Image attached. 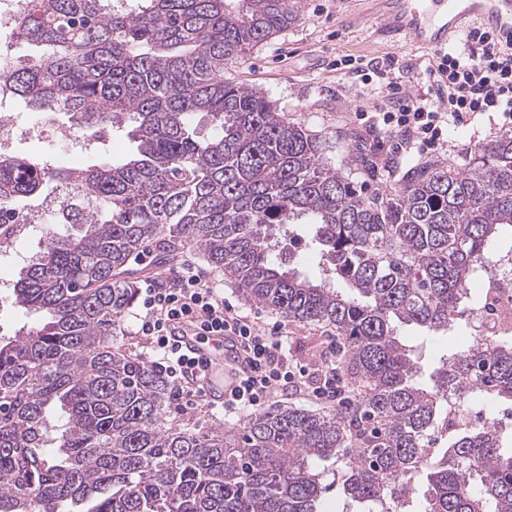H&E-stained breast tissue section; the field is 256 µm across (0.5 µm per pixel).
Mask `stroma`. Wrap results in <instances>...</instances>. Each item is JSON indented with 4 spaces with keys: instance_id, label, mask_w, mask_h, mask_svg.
<instances>
[{
    "instance_id": "1",
    "label": "stroma",
    "mask_w": 512,
    "mask_h": 512,
    "mask_svg": "<svg viewBox=\"0 0 512 512\" xmlns=\"http://www.w3.org/2000/svg\"><path fill=\"white\" fill-rule=\"evenodd\" d=\"M383 0H290L294 21L263 42L246 57L227 61L225 81L244 86L274 101L281 114L302 124L323 143L324 160L331 167L350 173L365 192L391 194L403 183L407 172L437 165L464 167L469 153L499 135L496 125L482 121L477 127L450 130L446 148L424 156L398 151L394 135L368 131L357 115L374 112L384 92L363 82L356 69L369 61L392 58L420 71L433 63L435 54L404 34L386 29L380 22ZM133 144L125 132L108 133L97 150L73 147L74 168L126 157ZM313 227L294 224L288 229L287 249L296 270L304 276L321 275L319 259L311 239ZM184 261L194 263L214 282L220 295L242 315L264 324L283 325L294 359L308 369H316L326 346L334 341V329L301 326L262 306L245 302L221 269L211 267L197 251H187ZM407 345L419 357L422 375H429L440 356L466 346L463 326L452 333L430 336L422 329H400ZM224 393V367L216 365L205 396L184 407L171 405L170 417L178 422L202 425L238 424L235 415L224 414L217 399Z\"/></svg>"
}]
</instances>
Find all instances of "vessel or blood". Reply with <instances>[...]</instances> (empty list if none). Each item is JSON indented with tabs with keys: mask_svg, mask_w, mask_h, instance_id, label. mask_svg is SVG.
<instances>
[{
	"mask_svg": "<svg viewBox=\"0 0 512 512\" xmlns=\"http://www.w3.org/2000/svg\"><path fill=\"white\" fill-rule=\"evenodd\" d=\"M387 28L442 52L475 24L512 41V0H391Z\"/></svg>",
	"mask_w": 512,
	"mask_h": 512,
	"instance_id": "b4317fda",
	"label": "vessel or blood"
}]
</instances>
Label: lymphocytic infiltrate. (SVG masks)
I'll return each instance as SVG.
<instances>
[{"label": "lymphocytic infiltrate", "mask_w": 512, "mask_h": 512, "mask_svg": "<svg viewBox=\"0 0 512 512\" xmlns=\"http://www.w3.org/2000/svg\"><path fill=\"white\" fill-rule=\"evenodd\" d=\"M408 73L395 62L375 69L389 106L366 118L370 127L400 135L402 150L422 153L443 141L449 127L489 113L499 116L500 132L512 131V42L484 30L470 32L462 47L438 53L412 95L403 92ZM162 279L158 273L145 283L139 333L179 395H204L224 350L221 338L229 332L238 340L239 362L224 393L226 412L258 411L276 391L294 384L286 334L237 315L194 265L175 269V287H163Z\"/></svg>", "instance_id": "f902f5d3"}]
</instances>
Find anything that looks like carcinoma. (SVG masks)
<instances>
[{"instance_id":"1","label":"carcinoma","mask_w":512,"mask_h":512,"mask_svg":"<svg viewBox=\"0 0 512 512\" xmlns=\"http://www.w3.org/2000/svg\"><path fill=\"white\" fill-rule=\"evenodd\" d=\"M31 2L15 34L43 53L9 74L12 95L66 115L86 142L129 120L136 150L66 174L0 156V214L52 179L86 202L60 219L77 231L45 229L11 291L41 320L0 336V512H323L320 461L363 512H512V441L448 420L450 393L459 412L512 406V338L448 354L424 386L396 329H454L512 238V134L463 168L368 196L316 135L224 81L226 61L288 27V0ZM299 221L314 226L322 279L274 255L273 230ZM148 246L167 260L196 250L244 301L334 328L355 401L206 431L170 422L166 378L112 334L137 297L127 266Z\"/></svg>"}]
</instances>
